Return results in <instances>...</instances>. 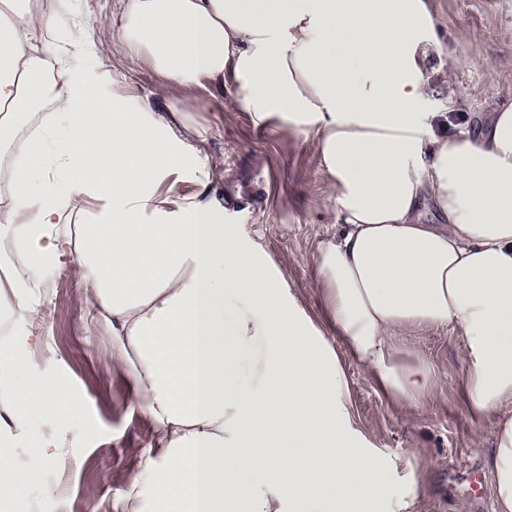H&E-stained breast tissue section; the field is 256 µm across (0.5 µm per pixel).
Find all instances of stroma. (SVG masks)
Instances as JSON below:
<instances>
[{"label":"stroma","mask_w":512,"mask_h":512,"mask_svg":"<svg viewBox=\"0 0 512 512\" xmlns=\"http://www.w3.org/2000/svg\"><path fill=\"white\" fill-rule=\"evenodd\" d=\"M433 11L440 44L426 73L429 106L447 113L453 133L487 119L495 103L512 102V0H433ZM90 48L103 91L129 110L163 115L180 99L202 102L178 134L207 156L208 166L166 175L158 192L222 207L225 223L281 271L298 306L330 340L347 375L350 424L385 465L377 512H493L496 418L467 408L461 335L427 328L391 339L396 359L418 352L435 379L433 394L410 409L391 400L336 335L317 275L337 227L315 127L275 117L255 122L232 83L181 87L119 42L98 38ZM83 292L76 254L61 250L33 340L51 357L36 368L82 399L85 414L73 423H33L35 439L65 434L74 455L55 467L59 496L37 500L28 512H114L113 490L137 469L142 450L158 443L130 377L112 364L110 333Z\"/></svg>","instance_id":"35a3bbf8"}]
</instances>
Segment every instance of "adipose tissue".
Here are the masks:
<instances>
[{
    "label": "adipose tissue",
    "instance_id": "obj_1",
    "mask_svg": "<svg viewBox=\"0 0 512 512\" xmlns=\"http://www.w3.org/2000/svg\"><path fill=\"white\" fill-rule=\"evenodd\" d=\"M118 36L160 75L192 88L232 81L256 122L316 128L339 232L319 275L349 354L386 394L416 404L433 377L390 340L448 327L465 343L470 412L497 418L496 512H512V104L478 133L447 136L427 108L437 43L431 0H119ZM81 0H0V512L20 494L53 498L43 472L83 401L27 367L59 248L73 245L84 294L112 335L159 433L117 512H365L383 461L359 447L348 381L329 340L222 210L157 195L187 163L207 166L169 116L126 109L66 35ZM50 111H43V103ZM83 224L69 223L73 214ZM27 449L40 465L23 467Z\"/></svg>",
    "mask_w": 512,
    "mask_h": 512
}]
</instances>
